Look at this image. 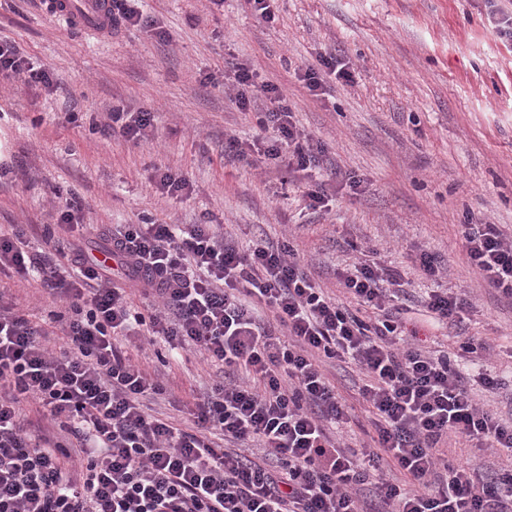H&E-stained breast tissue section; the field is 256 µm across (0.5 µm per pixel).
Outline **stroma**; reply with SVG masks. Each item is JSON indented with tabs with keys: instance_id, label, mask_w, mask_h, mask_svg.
<instances>
[{
	"instance_id": "35a3bbf8",
	"label": "stroma",
	"mask_w": 512,
	"mask_h": 512,
	"mask_svg": "<svg viewBox=\"0 0 512 512\" xmlns=\"http://www.w3.org/2000/svg\"><path fill=\"white\" fill-rule=\"evenodd\" d=\"M168 41L147 30L113 37L68 29L42 0H0V42L53 71L56 85L0 86V229L24 225L25 242L45 250L55 191L78 193L87 222L105 228L148 216L169 224H219L245 245L290 241L304 271L347 307L337 268L355 246L403 272L405 315L420 339L440 350L462 338L488 345L483 372L504 379L497 392L469 381L486 409L512 418V300L480 280L458 229L483 216L512 233V44L496 37L484 0H273L272 21L252 0H144ZM335 54L353 75L314 95L303 69ZM248 65L258 82L284 91L297 125L321 139L328 210H312L303 175L259 155L224 158L228 136L252 142L255 113L239 111L225 84L227 63ZM77 101L66 122L64 98ZM120 105L150 112L154 139L133 144L93 128L92 111ZM360 179V194L332 170ZM190 183L185 197L162 194L164 172ZM428 251L448 268L447 286L473 306L462 327L438 323L424 307L430 281L412 259ZM0 293L62 342L53 316L63 306L40 280L0 273ZM145 327L121 337L122 351L165 384L151 414L195 432L188 410L221 382V366L200 355L172 356L168 344L142 343Z\"/></svg>"
}]
</instances>
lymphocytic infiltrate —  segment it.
Returning <instances> with one entry per match:
<instances>
[{"instance_id":"lymphocytic-infiltrate-1","label":"lymphocytic infiltrate","mask_w":512,"mask_h":512,"mask_svg":"<svg viewBox=\"0 0 512 512\" xmlns=\"http://www.w3.org/2000/svg\"><path fill=\"white\" fill-rule=\"evenodd\" d=\"M2 80L54 84L49 67L0 43ZM232 86L238 109L258 113L261 135L247 145L227 137L225 157L255 152L295 172L319 169L325 148L297 127L279 87L256 86L241 63ZM153 127L152 113L114 107L101 131L137 145ZM54 209L75 231L66 263L26 249L22 229L0 232V271L39 274L68 309L54 352L41 326L0 299V512H512V469L486 476L447 451L449 438L461 437L512 456V422L477 402L447 351L405 340L399 268L362 256L337 270L358 305L373 310L367 322L312 281L288 243L242 246L219 224L146 217L109 231L103 260L86 251L89 225L73 220L80 198L59 196ZM461 238L482 281L512 299V236L478 217ZM413 262L436 284L427 311L456 322L468 300L439 287L446 268L424 251ZM135 290L151 300L149 313L131 302ZM136 324L222 366L223 381L192 410L197 432L148 413L144 397L163 386L115 345ZM328 360L364 375L372 447L330 434L348 410L323 370ZM27 398L75 440L84 468L67 465L69 450L45 431L25 428ZM253 447L264 462L249 457Z\"/></svg>"}]
</instances>
